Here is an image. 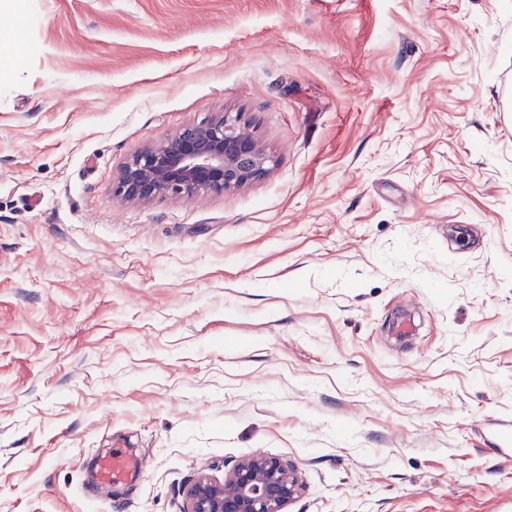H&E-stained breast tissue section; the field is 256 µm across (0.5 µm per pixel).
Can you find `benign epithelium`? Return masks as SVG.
Masks as SVG:
<instances>
[{"instance_id":"obj_1","label":"benign epithelium","mask_w":512,"mask_h":512,"mask_svg":"<svg viewBox=\"0 0 512 512\" xmlns=\"http://www.w3.org/2000/svg\"><path fill=\"white\" fill-rule=\"evenodd\" d=\"M272 157L226 112L177 131L132 154L112 184L118 200L224 193L263 177ZM301 484L283 460L263 454L243 458L217 480L198 476L185 490L181 512H285Z\"/></svg>"}]
</instances>
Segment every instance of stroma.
<instances>
[{
	"label": "stroma",
	"instance_id": "obj_1",
	"mask_svg": "<svg viewBox=\"0 0 512 512\" xmlns=\"http://www.w3.org/2000/svg\"><path fill=\"white\" fill-rule=\"evenodd\" d=\"M0 35V512H179L254 454L288 512H512V0H0ZM219 112L266 176L114 199ZM138 469L136 458L126 455L121 450L114 449L101 460L100 478L104 483L112 484L125 480Z\"/></svg>",
	"mask_w": 512,
	"mask_h": 512
}]
</instances>
